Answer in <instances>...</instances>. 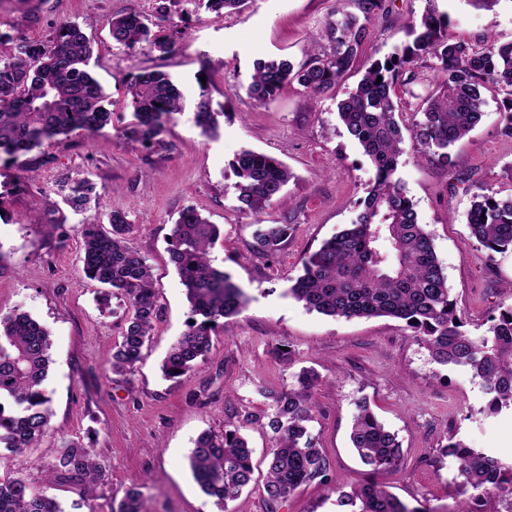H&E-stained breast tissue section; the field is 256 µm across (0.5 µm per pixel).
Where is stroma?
<instances>
[{"label":"stroma","mask_w":512,"mask_h":512,"mask_svg":"<svg viewBox=\"0 0 512 512\" xmlns=\"http://www.w3.org/2000/svg\"><path fill=\"white\" fill-rule=\"evenodd\" d=\"M158 0H0V30L34 40L53 28L78 23L92 42L89 70L111 101L112 124L103 134L76 131L45 147L38 165L20 157L0 160V312L19 310L51 333V363L45 388L51 398L52 431L22 454L0 448V478L24 480L34 493L50 490L66 512H112L125 490L144 486V512H218L203 494L187 457L205 431L223 433L229 417L267 410L270 391H286L301 368L316 370L321 384L313 437L329 461L315 479L281 502L277 512H336L339 492L364 482L386 486L403 503L426 512H459L470 494L453 458L443 449L449 436L512 464V410L486 413V396L471 372L436 364L403 322L390 317L343 319L306 309L287 295L306 254L354 219L374 178V168L348 136L336 104L352 91L366 68L407 43L406 26L428 0H385L374 15L363 52L340 82L319 95L286 86L261 104L246 88L257 60H306L324 41L331 0H251L244 11L219 16L180 0L171 21L161 19ZM451 37L478 45L489 36L512 40V0L487 11L457 0ZM136 13L153 31L185 28L171 54L116 45L112 16ZM163 71L184 97L164 139L166 148L122 143L116 129L131 118L126 85L133 74ZM208 94L218 113L216 137L203 135L195 104ZM503 92L485 91L484 115L462 146L452 168L406 149L398 176L432 234L466 328L484 334L503 304H512V249L488 258L470 239L467 216L472 185L512 193V138L500 134ZM254 150L283 162L292 178L280 199L261 215L241 209L229 166ZM87 177L106 190L103 205L86 211L63 200L62 181ZM194 208L221 235L211 251L216 268L231 273L249 298L226 333L213 338L202 367L177 380L160 366L188 330L185 289L169 262L173 225ZM125 213L130 240L156 278L162 317L156 322L134 374L111 369V348L124 323L125 305L111 300L101 310V286L85 278L80 256L82 224L107 223ZM41 223H33L34 215ZM266 224H288V239L274 254L259 253L255 234ZM367 398L402 444L396 467L372 472L351 448L356 403ZM253 448L255 485L228 505L229 512H266L260 481L269 433L243 431ZM90 448L103 475L87 491L73 483L47 485L61 439Z\"/></svg>","instance_id":"35a3bbf8"}]
</instances>
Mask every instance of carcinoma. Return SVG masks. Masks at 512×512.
<instances>
[{"label": "carcinoma", "mask_w": 512, "mask_h": 512, "mask_svg": "<svg viewBox=\"0 0 512 512\" xmlns=\"http://www.w3.org/2000/svg\"><path fill=\"white\" fill-rule=\"evenodd\" d=\"M219 15L237 12L250 0H191ZM358 12L334 0L325 24L327 44L299 68L286 59L259 60L247 93L261 104L276 99L295 81L318 95L335 85L362 53L368 35L366 22L384 9V0H356ZM451 14L430 6L408 23L412 41L382 61L373 62L355 90L337 104V118L374 167V181L360 203L361 210L347 228L324 241L302 261V273L289 279L288 295L308 310L336 318L392 317L405 322L434 362L461 367L482 383L491 413L512 409V304L500 307L485 334L463 330L448 279L434 249L432 235L420 224L415 204L397 176L405 137L418 153L446 167L451 148L462 144L483 116L484 91L501 88L504 100L501 134L512 138V41L489 38L479 46L448 36ZM112 41L129 49L141 43L166 54L180 30L157 36L136 14L110 20ZM12 53L0 58V155L18 158L37 153L33 161L48 162L43 147L80 129L98 133L112 124V111L102 85L89 73L90 40L77 23L54 29L44 41H31L0 31V44ZM435 60L437 89L411 113L409 125L400 119L394 88L399 78L418 79L419 61ZM132 119L118 137L130 145H165L163 135L173 114L182 108V95L162 71H142L127 84ZM196 122L208 137L218 123L210 98L201 94ZM238 178L239 199L254 215L263 213L280 196L291 178L279 160L246 150L231 162ZM65 201L74 210L100 207L103 195L93 180L82 177L66 183ZM111 230L100 224L82 225V269L85 276L109 288L102 298L128 303L121 340L112 347V373L134 372L143 357L155 322L160 318L152 267L131 245L132 224L121 212L109 216ZM470 238L483 246L489 261L512 248V194L502 196L473 186L468 213ZM288 224H266L256 236L261 250L274 253L288 237ZM220 237L218 225L196 209L182 211L172 229L169 261L186 290L194 324L174 343L162 363L167 379L198 368L213 345L218 329L246 307L248 297L230 274L213 267L210 249ZM51 348L50 332L25 312L0 314V448L21 453L34 448L51 431L50 397L46 380ZM321 377L311 369L297 373V388L269 392L267 422L246 417L247 425L268 427L276 444L270 450L264 486L266 502L274 505L316 478H323L329 462L311 436L315 419L313 390ZM361 462L374 471L386 470L401 457L397 435L386 429L368 402H357L350 434ZM458 464L463 483L472 489L461 512H480L476 505L489 495L512 490V466L484 452L452 441L443 448ZM253 451L241 427L228 422L224 432H204L194 442L189 467L202 492L219 512L253 482ZM102 467L81 444L61 441L47 483L64 480L91 485ZM142 494L125 492L113 512H142ZM337 512H424L411 508L378 484L360 485L336 498ZM0 512H64L46 493L32 494L18 479H0Z\"/></svg>", "instance_id": "cac0c4a2"}]
</instances>
